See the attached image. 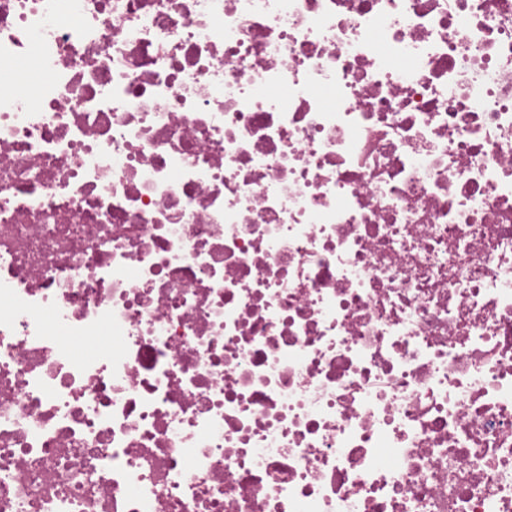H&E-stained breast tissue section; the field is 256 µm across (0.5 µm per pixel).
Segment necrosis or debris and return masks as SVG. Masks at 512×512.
<instances>
[{
  "instance_id": "obj_1",
  "label": "necrosis or debris",
  "mask_w": 512,
  "mask_h": 512,
  "mask_svg": "<svg viewBox=\"0 0 512 512\" xmlns=\"http://www.w3.org/2000/svg\"><path fill=\"white\" fill-rule=\"evenodd\" d=\"M0 512H512V0H0Z\"/></svg>"
}]
</instances>
